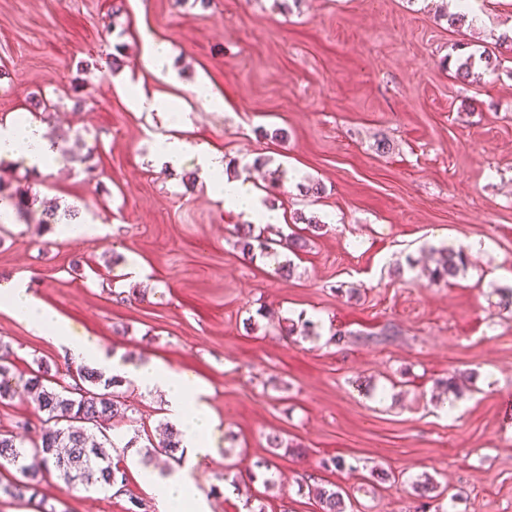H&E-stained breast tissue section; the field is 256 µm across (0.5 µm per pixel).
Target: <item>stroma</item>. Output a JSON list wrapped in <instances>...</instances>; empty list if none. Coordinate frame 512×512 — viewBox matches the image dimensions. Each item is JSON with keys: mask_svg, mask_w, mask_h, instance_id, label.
<instances>
[{"mask_svg": "<svg viewBox=\"0 0 512 512\" xmlns=\"http://www.w3.org/2000/svg\"><path fill=\"white\" fill-rule=\"evenodd\" d=\"M452 0H0V119L47 100L54 167L1 162L10 186L73 210L89 234L7 219L0 283L28 280L73 336L124 362L150 357L202 378L222 429L190 478L206 512H320L307 488L341 491L352 512H512V0H473L481 22L456 29ZM149 39L172 47L175 82L141 61ZM495 50L480 79H455L459 45ZM181 98L191 136L250 175L283 216L324 228L308 247L243 254L242 214L204 178L156 166L163 115L137 112L117 83ZM207 83L214 107L193 92ZM88 162H80V155ZM94 166L87 175L86 166ZM321 183V195L304 186ZM477 241L464 274L428 284L429 247ZM290 262V275L277 266ZM316 322L286 336L279 319ZM393 326L383 344L361 333ZM346 338L331 343L335 331ZM14 373L41 365L74 385L78 362L0 310ZM460 409L444 415L439 380ZM129 410L105 435L147 445L160 396L124 384ZM284 443L274 450L269 436ZM343 458V470L322 460ZM273 460L272 485L257 464ZM126 485L66 492L56 475L0 512H157L136 449ZM447 485L418 500L412 481Z\"/></svg>", "mask_w": 512, "mask_h": 512, "instance_id": "1", "label": "stroma"}]
</instances>
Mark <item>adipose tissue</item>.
<instances>
[{
  "instance_id": "1",
  "label": "adipose tissue",
  "mask_w": 512,
  "mask_h": 512,
  "mask_svg": "<svg viewBox=\"0 0 512 512\" xmlns=\"http://www.w3.org/2000/svg\"><path fill=\"white\" fill-rule=\"evenodd\" d=\"M132 95L134 111L163 113L170 127L155 141L154 160L159 166L177 172L184 165H192L209 188L223 198L225 208L243 214L255 224L281 223V211L266 204L262 193L251 183L225 178L223 154L184 137L183 131L190 124V109L183 100L140 89L133 90ZM17 159L35 172L54 165L56 152L41 121L27 117L0 123V161ZM0 309L34 327L54 344L69 346L76 360L95 364L108 375H128L144 393L162 394L165 413L180 432L184 467L165 478L147 476V488L159 512H202V502L187 472L212 455L219 433L217 420L201 400L206 391L204 383L158 358L123 364L103 356L92 344L75 342L65 318L38 300L26 283L13 280L0 284Z\"/></svg>"
}]
</instances>
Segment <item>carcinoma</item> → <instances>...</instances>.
Wrapping results in <instances>:
<instances>
[{"instance_id":"1","label":"carcinoma","mask_w":512,"mask_h":512,"mask_svg":"<svg viewBox=\"0 0 512 512\" xmlns=\"http://www.w3.org/2000/svg\"><path fill=\"white\" fill-rule=\"evenodd\" d=\"M491 66L490 55L475 56L470 53L457 59L456 76L463 82L474 77L476 61ZM0 201L15 210L17 217L27 220L31 212L29 189L16 188L5 192L0 182ZM270 224H239L236 233L242 250L246 254L260 252L269 256L274 253L273 245L277 240L271 237ZM435 267L429 270V282L448 283L464 273L470 264L469 255L462 246H444L435 250ZM11 351L8 346H0V400L13 399L21 394L32 396L39 410L47 414L42 427L40 442L33 444L32 451L24 449L19 432L29 427V422L20 421L16 428L0 430V467L7 463L16 468L21 478L0 482V491L12 498H22L26 493L36 491L42 476L51 471L61 480L68 491L78 487L99 486L103 489L126 482V474L119 463L112 462L109 449L116 448L114 442L109 445L93 440L90 427H100L109 421L123 417L127 413L124 392L120 390L123 379L116 376L108 382H102V372L83 365L76 370L79 383L72 390L59 391L48 387L49 372L43 370L28 378L22 385L12 384ZM181 448L179 431L170 426L165 429L162 438L156 443L144 447L143 459L152 463L164 456L169 461H181L177 456ZM320 505L321 512H347L342 494L323 486L308 487Z\"/></svg>"}]
</instances>
